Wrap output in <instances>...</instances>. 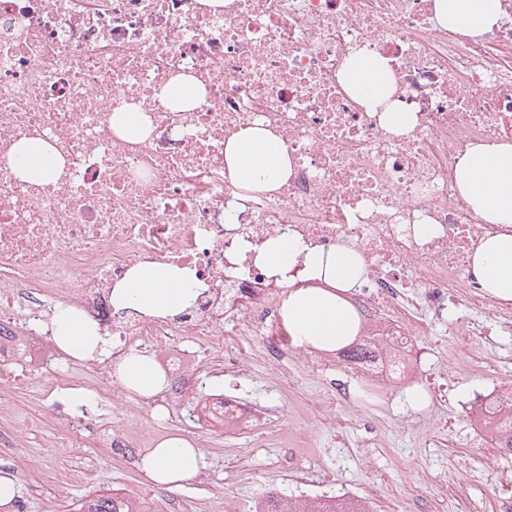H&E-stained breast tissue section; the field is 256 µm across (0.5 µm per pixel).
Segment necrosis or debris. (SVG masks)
Listing matches in <instances>:
<instances>
[{"label":"necrosis or debris","mask_w":512,"mask_h":512,"mask_svg":"<svg viewBox=\"0 0 512 512\" xmlns=\"http://www.w3.org/2000/svg\"><path fill=\"white\" fill-rule=\"evenodd\" d=\"M499 11L474 37L439 24L434 0H0V357L49 358L51 321L19 306L29 284L81 310L114 355L148 344L183 379L187 336L226 350L230 367L228 346L245 336L278 358L291 344L281 296L238 247L283 234L353 244L370 267L361 295L378 356L364 376L409 368L423 313L447 321L459 357L477 330L466 311L511 329L512 307L471 274L503 227L478 223L455 177L469 149L512 139V0ZM357 47L386 59L388 104L414 114L411 131H388L345 89ZM180 76L203 89L200 106L163 102ZM123 106L143 113L141 135L115 127ZM248 122L292 160L277 189L247 192L226 172L224 145ZM31 138L62 159L56 180L15 175V147ZM418 224L434 234L417 238ZM140 264L194 268V306L167 317L113 306ZM21 322L35 341L16 335Z\"/></svg>","instance_id":"4bbe7bcc"}]
</instances>
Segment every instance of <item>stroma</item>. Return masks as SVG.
Masks as SVG:
<instances>
[{
	"label": "stroma",
	"mask_w": 512,
	"mask_h": 512,
	"mask_svg": "<svg viewBox=\"0 0 512 512\" xmlns=\"http://www.w3.org/2000/svg\"><path fill=\"white\" fill-rule=\"evenodd\" d=\"M452 342L435 321L414 345L430 396L419 409L405 402V380H360L332 352L324 367L289 350L272 363L255 336L232 369L223 350L182 340L197 364L184 396L165 389L113 402L108 353L77 361L56 350L46 365L0 364V474L19 486L10 512H75L106 489L135 500L149 491L147 512H242L261 490L360 496L374 512H500L512 503V454L481 441L476 418L487 394L512 388V332L470 337L458 360L449 356ZM58 378L93 384V409L46 392ZM209 394L245 404V425L203 417ZM119 430L140 450L181 433L201 449L204 466L185 487L149 486L137 459L110 448ZM12 434L24 448L5 444Z\"/></svg>",
	"instance_id": "stroma-1"
}]
</instances>
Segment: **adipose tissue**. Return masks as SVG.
Here are the masks:
<instances>
[{"label": "adipose tissue", "mask_w": 512, "mask_h": 512, "mask_svg": "<svg viewBox=\"0 0 512 512\" xmlns=\"http://www.w3.org/2000/svg\"><path fill=\"white\" fill-rule=\"evenodd\" d=\"M440 24L469 35L490 31L499 20V0H435ZM349 92L366 91V106L387 101L393 75L386 62L358 49L342 69ZM18 176L25 181H50L57 170L51 148L40 140L21 141L15 151ZM229 176L243 187L274 188L291 174V159L269 130L246 124L224 145ZM460 194L483 224L504 225L476 250L472 272L484 292L512 302V143L479 145L461 156L455 168ZM254 263L282 287V321L294 344L333 350L358 333L359 317L346 295L367 275V265L354 248L323 249L296 236H275L256 249ZM199 282L192 269L175 265L133 267L112 290L115 307H132L157 317L176 313L193 302ZM54 342L68 356L87 360L103 354L106 342L96 325L74 307H55ZM112 377L130 394L150 397L160 392L165 377L153 358L129 352L115 362ZM203 465L193 443L172 434L144 449L139 469L150 483L178 488L194 480Z\"/></svg>", "instance_id": "ef3b65f1"}]
</instances>
